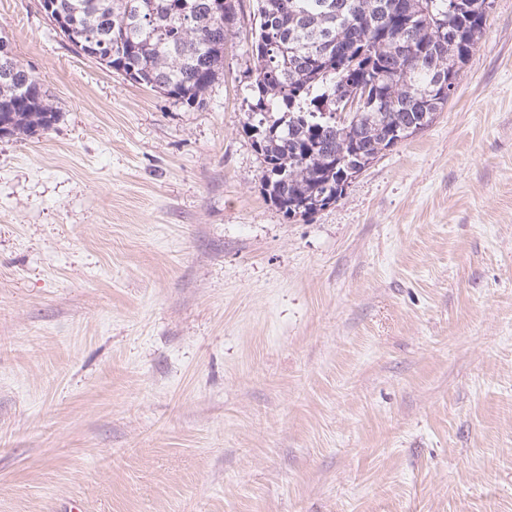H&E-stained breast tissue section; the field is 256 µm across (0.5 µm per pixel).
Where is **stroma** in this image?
I'll list each match as a JSON object with an SVG mask.
<instances>
[{"label": "stroma", "mask_w": 512, "mask_h": 512, "mask_svg": "<svg viewBox=\"0 0 512 512\" xmlns=\"http://www.w3.org/2000/svg\"><path fill=\"white\" fill-rule=\"evenodd\" d=\"M189 108L0 34V512H512V0L455 96L305 220L244 133L255 0ZM57 120L43 84L17 65L0 36V132L30 137L49 131Z\"/></svg>", "instance_id": "1"}]
</instances>
